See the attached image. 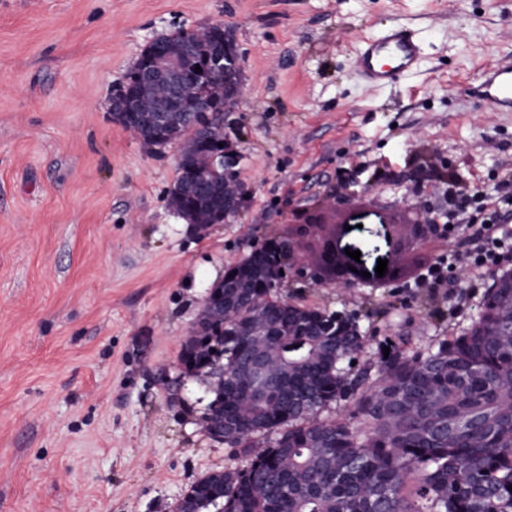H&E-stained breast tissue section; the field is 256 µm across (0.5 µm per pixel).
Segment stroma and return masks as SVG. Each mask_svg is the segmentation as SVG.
I'll use <instances>...</instances> for the list:
<instances>
[{"label":"stroma","instance_id":"stroma-1","mask_svg":"<svg viewBox=\"0 0 512 512\" xmlns=\"http://www.w3.org/2000/svg\"><path fill=\"white\" fill-rule=\"evenodd\" d=\"M221 23L245 95L224 133L247 211L197 232L170 206L179 145L108 112L151 39ZM407 27L418 69L372 87L364 38ZM512 59V0H0V512H175L201 475L240 465L203 432L209 380H170L225 267L301 213L446 211L449 191L512 185V105L488 72ZM346 205L326 206L329 192ZM357 316L359 365L408 336L468 331L484 291L379 278L289 283Z\"/></svg>","mask_w":512,"mask_h":512}]
</instances>
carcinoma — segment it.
<instances>
[{"mask_svg":"<svg viewBox=\"0 0 512 512\" xmlns=\"http://www.w3.org/2000/svg\"><path fill=\"white\" fill-rule=\"evenodd\" d=\"M229 84L231 74L213 67L187 82L184 101L202 109L175 113L167 139L184 143L168 200L197 216L224 211V168L209 166V149L188 148L203 125L212 147L224 142ZM196 170L217 194L188 193ZM283 259L271 240L225 270L242 299L224 296L231 316L208 318L182 345L181 361L224 372V405L207 414L237 424L224 444L244 459L190 486L199 512H420L406 493L411 474L429 512H512V288L498 287L512 271L491 281L466 335L424 352L400 338L373 382L352 365L363 350L354 322L268 290ZM261 346L278 358L257 394L249 359ZM347 399L356 422L321 417Z\"/></svg>","mask_w":512,"mask_h":512,"instance_id":"carcinoma-1","label":"carcinoma"}]
</instances>
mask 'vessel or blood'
<instances>
[{
    "label": "vessel or blood",
    "mask_w": 512,
    "mask_h": 512,
    "mask_svg": "<svg viewBox=\"0 0 512 512\" xmlns=\"http://www.w3.org/2000/svg\"><path fill=\"white\" fill-rule=\"evenodd\" d=\"M420 59V46L411 33L388 28L378 38L365 41L356 66L369 84L381 86L415 70ZM489 81L494 88L492 104L512 102V61L494 66Z\"/></svg>",
    "instance_id": "b4317fda"
}]
</instances>
